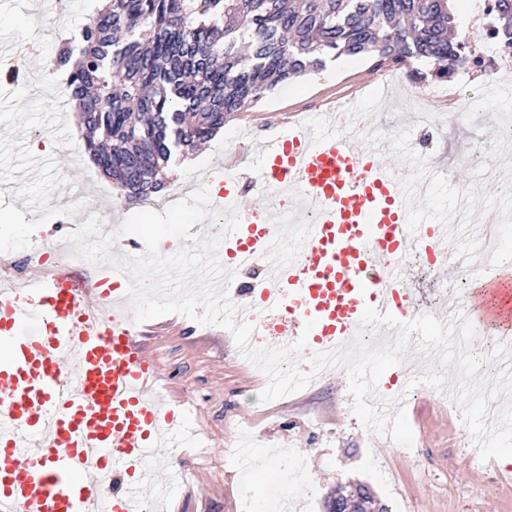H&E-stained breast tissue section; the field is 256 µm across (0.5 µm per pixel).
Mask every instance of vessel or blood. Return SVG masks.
<instances>
[{
  "label": "vessel or blood",
  "mask_w": 512,
  "mask_h": 512,
  "mask_svg": "<svg viewBox=\"0 0 512 512\" xmlns=\"http://www.w3.org/2000/svg\"><path fill=\"white\" fill-rule=\"evenodd\" d=\"M286 187L307 208L302 236L284 240L261 219L224 239L225 268L266 267L244 307L277 316L274 328L255 326L266 345L304 332L307 355L338 349L369 306L404 319L417 303L405 266L428 253L473 283L451 311L512 346V274L475 263L453 224L416 228L408 179L357 124L280 128L255 174L225 176L212 207L230 215L245 195ZM136 335L123 297L76 280L67 262L33 267L27 292L0 289V512H143L159 449L181 454L196 430L152 394L157 363Z\"/></svg>",
  "instance_id": "1"
}]
</instances>
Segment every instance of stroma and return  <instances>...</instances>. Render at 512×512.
Masks as SVG:
<instances>
[{"mask_svg": "<svg viewBox=\"0 0 512 512\" xmlns=\"http://www.w3.org/2000/svg\"><path fill=\"white\" fill-rule=\"evenodd\" d=\"M26 39L38 41L39 51L25 59L23 88L16 94L0 91V255L8 259L49 235L59 240L63 253L72 254V244L57 225L80 224L91 216L119 224L142 209L113 188L84 150L70 92L65 82L51 77L65 33L51 23L45 0H0V50L15 51ZM485 67V74L472 78L462 94L489 99V107L453 120L448 117L452 92L434 95L429 83H421L436 125L424 143L420 124L407 121L402 96L385 92L388 66L372 58L329 62L326 69L281 83L254 107L231 115L201 150L172 163L164 191L154 199L162 201L164 193L181 187L212 188L230 154L238 155L242 169L254 168L270 130L355 99L367 121L392 138L386 155L390 164L408 163L431 174L428 195H413L411 210L434 218L468 209L460 243L472 246L483 226L497 222L512 229V203L496 212L473 196L480 173L465 163L468 155L485 151L496 127L512 118V96L491 82L495 75L512 79V53L487 51ZM455 280L443 270L407 271L422 312H438L440 284ZM145 330L146 347L161 371L158 388L181 392L204 443L203 451L187 450L173 460L176 491L156 492V512H239V498L248 489L260 499L263 512H275L262 474L248 479L242 472L225 471L224 451L231 447L255 455L262 466L284 449L298 451L304 470L283 483L288 512H323L325 498L342 484L367 485L377 500L407 504L409 512H512V484H486V469L471 462L465 432L449 421L441 391L393 385V392L405 399L414 442L409 448L393 442L385 446L352 415L347 375H328L269 402L267 415L259 417L254 407L265 376L235 356L234 339L223 327L191 319L169 324L159 317L147 321ZM319 417L328 429L320 443L314 440ZM253 431L262 436L256 448L249 441Z\"/></svg>", "mask_w": 512, "mask_h": 512, "instance_id": "stroma-1", "label": "stroma"}]
</instances>
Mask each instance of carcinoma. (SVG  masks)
<instances>
[{
  "mask_svg": "<svg viewBox=\"0 0 512 512\" xmlns=\"http://www.w3.org/2000/svg\"><path fill=\"white\" fill-rule=\"evenodd\" d=\"M454 0H108L60 49L56 66L86 129L85 150L128 199L165 183L175 152L211 139L227 117L325 59L376 57L414 68L420 82L468 65ZM493 24L512 50V0ZM375 505L364 485L340 487L325 512Z\"/></svg>",
  "mask_w": 512,
  "mask_h": 512,
  "instance_id": "obj_1",
  "label": "carcinoma"
}]
</instances>
